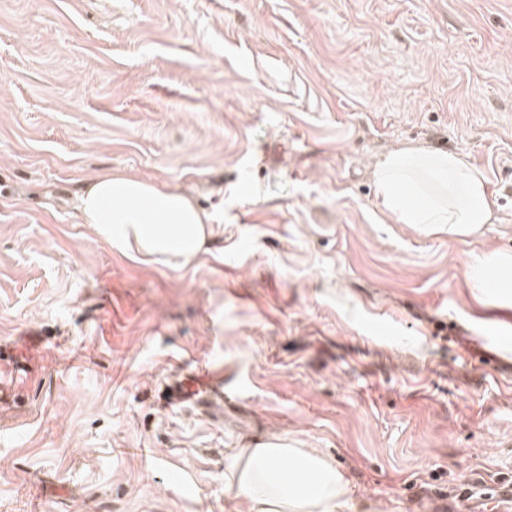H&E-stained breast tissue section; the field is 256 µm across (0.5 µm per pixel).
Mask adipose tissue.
<instances>
[{"label":"adipose tissue","mask_w":512,"mask_h":512,"mask_svg":"<svg viewBox=\"0 0 512 512\" xmlns=\"http://www.w3.org/2000/svg\"><path fill=\"white\" fill-rule=\"evenodd\" d=\"M373 179L385 210L425 232L468 238L494 215L485 176L458 153L399 147L378 160ZM76 210L98 241L135 260L191 262L212 234V214L190 195L126 174L106 171L86 179ZM469 274L479 292L512 303V255L474 254ZM231 457L226 490L254 512H341L352 494L330 457L277 436L232 449Z\"/></svg>","instance_id":"obj_1"}]
</instances>
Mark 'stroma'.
<instances>
[{"instance_id": "obj_1", "label": "stroma", "mask_w": 512, "mask_h": 512, "mask_svg": "<svg viewBox=\"0 0 512 512\" xmlns=\"http://www.w3.org/2000/svg\"><path fill=\"white\" fill-rule=\"evenodd\" d=\"M481 170L494 220L396 222L375 162ZM214 217L185 266L78 223L87 177ZM512 253V0H0V512H250L230 449L336 460L344 512H506L512 306L472 254ZM483 342L481 357L464 346ZM230 402L165 408L175 372Z\"/></svg>"}]
</instances>
